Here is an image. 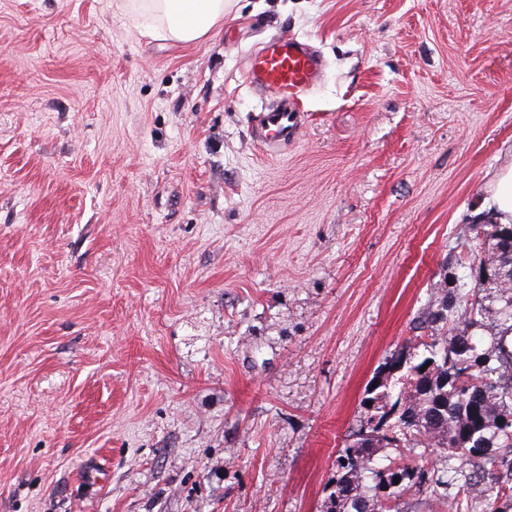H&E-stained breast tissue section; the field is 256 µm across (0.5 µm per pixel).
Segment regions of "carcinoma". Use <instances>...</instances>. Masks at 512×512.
<instances>
[{
  "instance_id": "cac0c4a2",
  "label": "carcinoma",
  "mask_w": 512,
  "mask_h": 512,
  "mask_svg": "<svg viewBox=\"0 0 512 512\" xmlns=\"http://www.w3.org/2000/svg\"><path fill=\"white\" fill-rule=\"evenodd\" d=\"M485 237L476 283L496 292L499 306L479 300L462 318L458 300L476 287L459 275L453 299L445 295L418 314L416 328L428 335L401 344L382 363L397 365L366 386L364 418L336 457L324 512H399V501L421 492L430 477L424 466L387 462L380 452L410 444L469 459L476 472L463 489L485 486L487 512H512V224H491ZM488 314L498 332L486 342L475 329Z\"/></svg>"
}]
</instances>
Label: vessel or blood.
Returning <instances> with one entry per match:
<instances>
[{
    "mask_svg": "<svg viewBox=\"0 0 512 512\" xmlns=\"http://www.w3.org/2000/svg\"><path fill=\"white\" fill-rule=\"evenodd\" d=\"M321 61L293 38L269 41L252 55L244 72L248 84L258 86L277 101V109L261 113L255 130L257 142L274 149L293 141L301 127V115L294 106L314 84Z\"/></svg>",
    "mask_w": 512,
    "mask_h": 512,
    "instance_id": "vessel-or-blood-1",
    "label": "vessel or blood"
}]
</instances>
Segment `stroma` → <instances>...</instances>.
Returning <instances> with one entry per match:
<instances>
[{
  "label": "stroma",
  "instance_id": "1",
  "mask_svg": "<svg viewBox=\"0 0 512 512\" xmlns=\"http://www.w3.org/2000/svg\"><path fill=\"white\" fill-rule=\"evenodd\" d=\"M0 0V512H323L378 365L481 253L512 0ZM326 69L264 150L251 52ZM457 486L402 512H485ZM153 21L151 33L174 41H192L224 18L223 0H143ZM157 21V24H155Z\"/></svg>",
  "mask_w": 512,
  "mask_h": 512
}]
</instances>
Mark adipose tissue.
<instances>
[{
    "mask_svg": "<svg viewBox=\"0 0 512 512\" xmlns=\"http://www.w3.org/2000/svg\"><path fill=\"white\" fill-rule=\"evenodd\" d=\"M151 33L174 41H192L224 16V0H144Z\"/></svg>",
    "mask_w": 512,
    "mask_h": 512,
    "instance_id": "1",
    "label": "adipose tissue"
}]
</instances>
